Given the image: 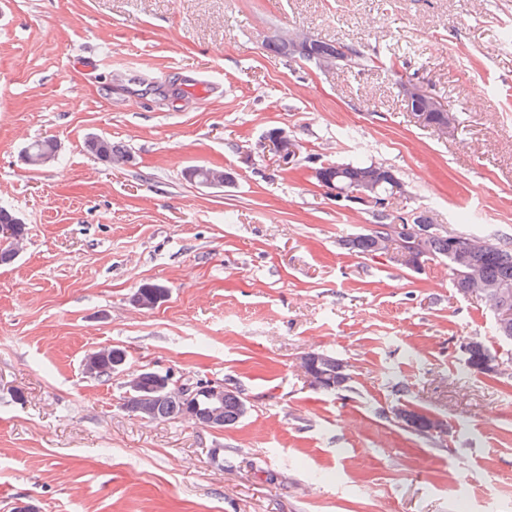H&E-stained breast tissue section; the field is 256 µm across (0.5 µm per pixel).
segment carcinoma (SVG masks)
<instances>
[{
  "mask_svg": "<svg viewBox=\"0 0 512 512\" xmlns=\"http://www.w3.org/2000/svg\"><path fill=\"white\" fill-rule=\"evenodd\" d=\"M269 48L278 55L305 61H311L320 55L332 54L343 66H361L366 62L363 52L355 46H340L319 39L315 40L305 53L291 51L278 39L272 41ZM86 146L91 153L106 162L124 158L122 150L106 138H91ZM57 152L56 141L44 138L32 142L26 148L24 160L34 168V159L45 153L55 156ZM317 172L318 182L327 188L333 184L360 186L373 180L376 175L373 162L369 160L343 164L339 168L336 164L329 163L319 167ZM372 217L374 224L371 228L346 240L347 249L364 255L378 254L381 240L390 235L394 219L384 210L372 213ZM25 234L26 224L20 217L11 209L0 206V265H10L15 261V246L24 239ZM467 239L479 244V251L473 256V261L478 267L476 286L486 289L492 295V306H498L503 312L512 315V241L508 239L481 237L464 231L432 226L430 234L414 255L412 269H419L430 256L441 258L448 264L453 277V287H465L464 279L459 276L462 267L459 264L458 244ZM308 356L313 358V363L316 364L319 373L325 376L326 381L334 384L330 392L334 393L348 387L351 375L339 371L338 358L330 353L318 351L310 352ZM125 359L127 353L124 349L112 346L107 348L106 357L103 358L96 377L111 376L115 362ZM498 360L504 361V356L491 350L485 340L481 339L468 345L466 364L469 370L483 374L488 363ZM167 378V374L140 372L139 392L126 397V409L138 416L146 410L152 420L187 419L197 424L203 423L209 408L205 391L197 389L192 392L179 391L162 398L155 396V389ZM247 410L246 400L238 392H227L224 394L223 426L231 427L237 424L246 415Z\"/></svg>",
  "mask_w": 512,
  "mask_h": 512,
  "instance_id": "cac0c4a2",
  "label": "carcinoma"
}]
</instances>
